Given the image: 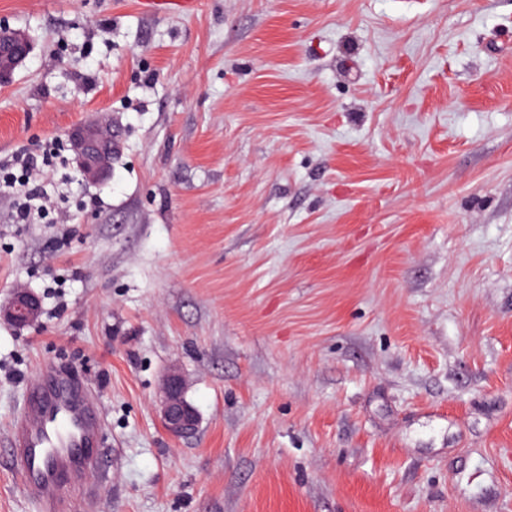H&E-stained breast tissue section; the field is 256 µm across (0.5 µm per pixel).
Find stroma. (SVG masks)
Segmentation results:
<instances>
[{"instance_id": "1", "label": "stroma", "mask_w": 512, "mask_h": 512, "mask_svg": "<svg viewBox=\"0 0 512 512\" xmlns=\"http://www.w3.org/2000/svg\"><path fill=\"white\" fill-rule=\"evenodd\" d=\"M34 49L0 158L65 148L53 206L0 192L4 453L40 365L100 422L66 512H512V0H0ZM179 371L195 435L163 428ZM71 148L83 177L97 180L109 170L116 145L112 142V134L90 124L75 131L71 137ZM41 306L37 297L29 291L14 293L8 304L0 307V319L6 320L17 328H24L37 321Z\"/></svg>"}]
</instances>
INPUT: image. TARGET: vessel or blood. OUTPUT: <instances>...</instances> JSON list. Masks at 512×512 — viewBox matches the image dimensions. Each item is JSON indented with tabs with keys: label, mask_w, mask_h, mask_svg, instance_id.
Returning a JSON list of instances; mask_svg holds the SVG:
<instances>
[{
	"label": "vessel or blood",
	"mask_w": 512,
	"mask_h": 512,
	"mask_svg": "<svg viewBox=\"0 0 512 512\" xmlns=\"http://www.w3.org/2000/svg\"><path fill=\"white\" fill-rule=\"evenodd\" d=\"M99 444L93 410L65 377L34 378L11 430L10 456L24 493L61 512L66 488L87 485Z\"/></svg>",
	"instance_id": "vessel-or-blood-1"
}]
</instances>
